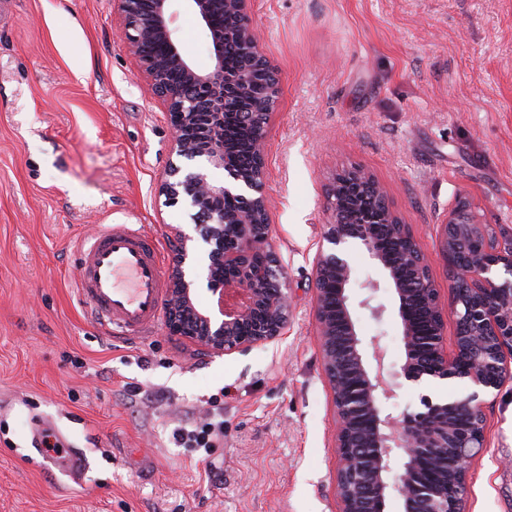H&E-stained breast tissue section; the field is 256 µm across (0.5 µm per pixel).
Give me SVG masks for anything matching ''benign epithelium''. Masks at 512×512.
<instances>
[{"label": "benign epithelium", "instance_id": "1", "mask_svg": "<svg viewBox=\"0 0 512 512\" xmlns=\"http://www.w3.org/2000/svg\"><path fill=\"white\" fill-rule=\"evenodd\" d=\"M174 0H112L123 28L124 46L155 96L167 108L172 130V154L191 162H172L158 186L167 207L190 210L193 234L170 227L171 286L164 301L168 333L212 357L245 354L273 345L288 336L290 306L285 271L272 247V224L263 185L266 180L265 139L277 103L278 87L251 24L249 0H183L185 8L207 30L211 65L196 67L181 45ZM225 4L224 28H212L211 13ZM163 42L167 53L156 57L145 51L151 42ZM237 47L248 67L224 69L225 48ZM176 68L182 83L172 90L167 76ZM262 75L269 95L254 131L253 168L239 165L225 143L224 97L227 90L249 91ZM222 170L228 179L216 181L210 171ZM368 182L384 188L361 167L336 173L329 194L331 221L323 225L314 258V327L320 344L322 369L330 386L337 416L335 495L338 512H384L389 499L400 512H467L466 497L454 492L467 486L470 469L453 472L443 465L448 452L474 461L486 442L487 420L480 393L498 390L512 381V239L499 241L467 199L459 194L448 210L438 239V252L448 268L449 300L443 305L430 275L429 260L409 225L386 208L383 215L405 257H419V275L426 295L430 329L419 331L408 306L410 286L392 268L370 225L355 222L351 205L339 190L342 181ZM237 197L234 211L221 206ZM204 245L206 288L217 301L218 314L198 306L197 283L186 266L193 243ZM366 251L384 271L397 303L404 358L385 364L382 337L364 341L357 329V311H368L382 322L388 308L376 301L378 285L359 302L352 299L349 255ZM233 268L221 275L218 269ZM457 326L453 353L443 346L448 317ZM416 384L459 378L470 391L449 401L421 396V409L399 416L385 412L383 401L393 396L391 382ZM468 421V431L448 424V416ZM432 463L436 475L421 476V464Z\"/></svg>", "mask_w": 512, "mask_h": 512}]
</instances>
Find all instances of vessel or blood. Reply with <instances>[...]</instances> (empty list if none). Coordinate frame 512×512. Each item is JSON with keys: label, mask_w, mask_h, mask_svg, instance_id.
Here are the masks:
<instances>
[{"label": "vessel or blood", "mask_w": 512, "mask_h": 512, "mask_svg": "<svg viewBox=\"0 0 512 512\" xmlns=\"http://www.w3.org/2000/svg\"><path fill=\"white\" fill-rule=\"evenodd\" d=\"M76 285L111 333L151 334L166 288L157 240L128 224L104 225L78 244Z\"/></svg>", "instance_id": "obj_1"}]
</instances>
